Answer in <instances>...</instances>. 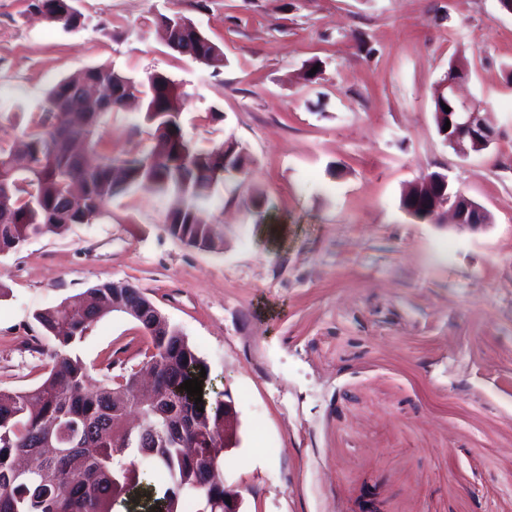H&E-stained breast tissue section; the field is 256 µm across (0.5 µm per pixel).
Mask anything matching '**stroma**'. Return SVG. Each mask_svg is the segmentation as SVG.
<instances>
[{"mask_svg": "<svg viewBox=\"0 0 512 512\" xmlns=\"http://www.w3.org/2000/svg\"><path fill=\"white\" fill-rule=\"evenodd\" d=\"M74 5L83 24L69 30L0 0V144L57 81L106 65L174 81L187 138L236 142L247 164L201 203L223 252L172 237L169 195L137 189L0 256V388H33L50 368L36 311L126 280L229 394L238 442L224 481L242 512H512V14L498 0ZM174 12L222 48L223 68L165 45L154 20ZM462 55V93L497 133L467 158L439 137L432 100ZM99 133L98 156L153 143L139 106L106 114ZM435 172L491 224L404 211V191ZM147 347L114 312L74 351L99 378L111 359L138 367Z\"/></svg>", "mask_w": 512, "mask_h": 512, "instance_id": "35a3bbf8", "label": "stroma"}]
</instances>
